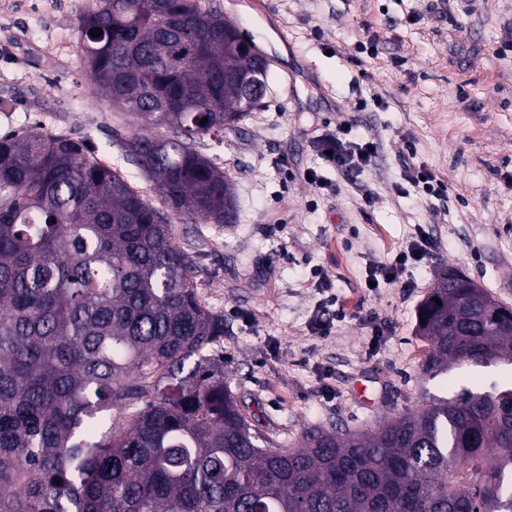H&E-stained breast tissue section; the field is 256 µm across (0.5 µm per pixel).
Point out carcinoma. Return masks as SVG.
Returning a JSON list of instances; mask_svg holds the SVG:
<instances>
[{
	"label": "carcinoma",
	"mask_w": 512,
	"mask_h": 512,
	"mask_svg": "<svg viewBox=\"0 0 512 512\" xmlns=\"http://www.w3.org/2000/svg\"><path fill=\"white\" fill-rule=\"evenodd\" d=\"M78 44L138 119L125 153L162 207L83 140L0 137V512H512V387L463 385L371 432L257 443L208 353L224 317L171 232L237 210L195 142L259 106L235 80L256 49L200 0H93ZM417 326L426 375L512 363V309L464 275H439Z\"/></svg>",
	"instance_id": "cac0c4a2"
}]
</instances>
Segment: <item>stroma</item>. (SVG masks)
Masks as SVG:
<instances>
[{
    "mask_svg": "<svg viewBox=\"0 0 512 512\" xmlns=\"http://www.w3.org/2000/svg\"><path fill=\"white\" fill-rule=\"evenodd\" d=\"M272 57L267 94L223 141L197 150L230 175V224L172 225L196 258L200 300L224 317L217 356L260 440L298 445L314 429L361 432L450 398L467 384H512V366L422 371L417 309L441 271L457 268L512 308V0H217ZM89 0H0V135L36 125L86 139L149 203L154 186L124 156L135 119L112 108L78 48ZM351 123L379 151L356 175L318 141ZM439 173L451 200L404 179L408 162ZM371 202H364V193ZM432 256L412 285L369 291L374 263L417 231ZM342 316L319 334V279ZM388 326L371 335L370 317ZM365 384L366 398L355 393Z\"/></svg>",
    "mask_w": 512,
    "mask_h": 512,
    "instance_id": "1",
    "label": "stroma"
}]
</instances>
